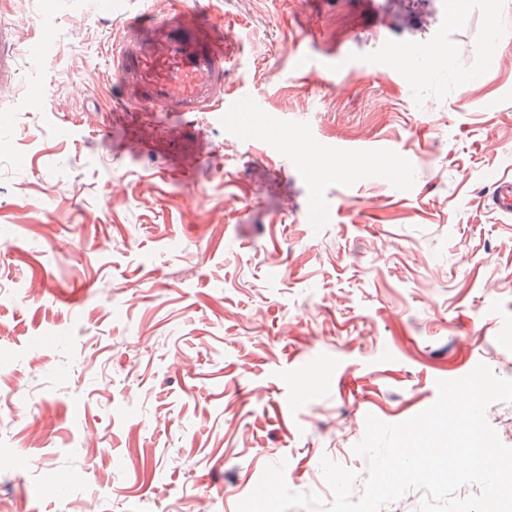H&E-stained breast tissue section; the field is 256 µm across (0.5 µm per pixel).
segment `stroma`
<instances>
[{
    "label": "stroma",
    "instance_id": "obj_1",
    "mask_svg": "<svg viewBox=\"0 0 512 512\" xmlns=\"http://www.w3.org/2000/svg\"><path fill=\"white\" fill-rule=\"evenodd\" d=\"M172 2L0 0V512H237L281 461L329 502L322 458L364 485L367 415L481 363L512 379L487 196L512 176V0H212L224 98L261 104L222 122L77 89ZM311 145L352 170L313 173Z\"/></svg>",
    "mask_w": 512,
    "mask_h": 512
}]
</instances>
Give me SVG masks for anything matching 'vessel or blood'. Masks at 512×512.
Segmentation results:
<instances>
[{"label": "vessel or blood", "instance_id": "obj_1", "mask_svg": "<svg viewBox=\"0 0 512 512\" xmlns=\"http://www.w3.org/2000/svg\"><path fill=\"white\" fill-rule=\"evenodd\" d=\"M110 65L125 112H256L243 97L223 103L224 25L203 18L198 5L178 0L165 13L144 14L127 24L114 43ZM495 209L512 214V179L491 185Z\"/></svg>", "mask_w": 512, "mask_h": 512}]
</instances>
